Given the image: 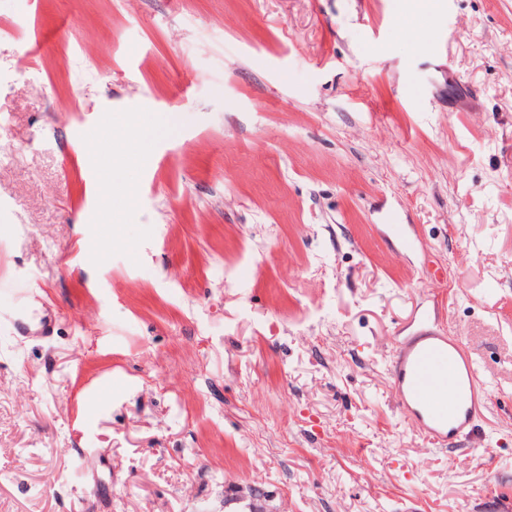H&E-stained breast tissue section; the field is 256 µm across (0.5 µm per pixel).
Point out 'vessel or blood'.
Listing matches in <instances>:
<instances>
[{"label":"vessel or blood","instance_id":"vessel-or-blood-1","mask_svg":"<svg viewBox=\"0 0 512 512\" xmlns=\"http://www.w3.org/2000/svg\"><path fill=\"white\" fill-rule=\"evenodd\" d=\"M390 378L400 411L436 445L470 435L490 398L457 340L430 329L401 345Z\"/></svg>","mask_w":512,"mask_h":512}]
</instances>
